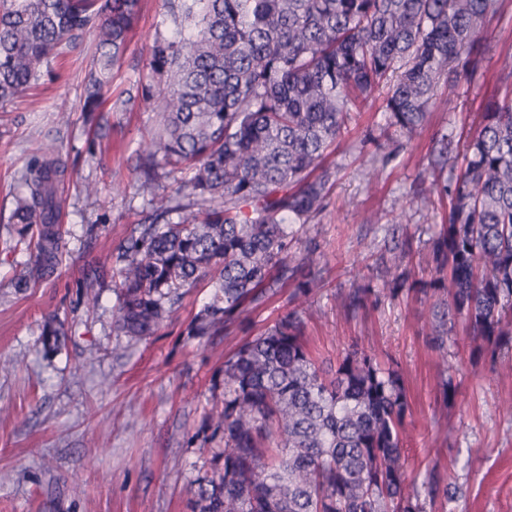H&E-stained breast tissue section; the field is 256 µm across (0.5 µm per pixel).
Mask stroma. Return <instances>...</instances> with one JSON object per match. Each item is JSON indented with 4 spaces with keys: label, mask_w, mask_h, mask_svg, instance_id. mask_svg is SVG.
<instances>
[{
    "label": "stroma",
    "mask_w": 512,
    "mask_h": 512,
    "mask_svg": "<svg viewBox=\"0 0 512 512\" xmlns=\"http://www.w3.org/2000/svg\"><path fill=\"white\" fill-rule=\"evenodd\" d=\"M159 32L174 33L166 0H141L103 90V129L81 110L96 51L92 27L62 65H51L26 93L0 105V357L15 362L13 371L0 373V405L11 409L0 418V512H192V483L210 472L212 443L200 427L219 395L213 378L224 355L294 306L289 284L232 335L189 340V320L211 297L202 284L145 340L128 341L113 326L112 269L104 260L145 217L138 153L160 117L131 98L146 79ZM481 41L479 66L437 84L436 104L415 133H387L382 100L367 103L325 159L335 172L327 205L298 225L293 253L317 247L320 281L301 316L321 358L364 349L397 361L411 407L403 438L409 474L420 481L431 467L446 470L459 491L453 512H512V386L471 360L464 333L449 337L445 355L434 353L427 345L432 312L415 297L384 296L357 316L337 301L352 288H382L380 258L397 233L413 243L405 278L433 277L434 240L448 202L429 188L462 167L481 107L505 82L500 64L512 55V0H499ZM50 142L66 162L59 185L65 247L54 273L20 296L14 281L33 254L17 244L10 216L21 175ZM443 147L447 169H431ZM88 183L96 194L86 195ZM92 268L103 281L93 308L76 293ZM51 317L66 331L55 353L42 344ZM119 345L124 354L117 358L112 350ZM441 372L456 388L446 407L437 398ZM47 459L52 468H44Z\"/></svg>",
    "instance_id": "stroma-1"
}]
</instances>
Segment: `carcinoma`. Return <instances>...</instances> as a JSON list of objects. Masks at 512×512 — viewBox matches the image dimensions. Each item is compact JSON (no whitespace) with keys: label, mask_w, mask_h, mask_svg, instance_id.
Wrapping results in <instances>:
<instances>
[{"label":"carcinoma","mask_w":512,"mask_h":512,"mask_svg":"<svg viewBox=\"0 0 512 512\" xmlns=\"http://www.w3.org/2000/svg\"><path fill=\"white\" fill-rule=\"evenodd\" d=\"M497 0H167L175 33L155 34L150 79L138 101L160 114L138 154L149 223L115 257L114 325L131 340L153 335L200 283L210 300L189 321V339L230 334L270 298L272 281H295L296 299L317 279L315 249L293 261L288 218L305 224L326 207L334 172L323 166L361 108L384 89L389 125L419 129L434 90L461 66H477L480 35ZM139 0H0V103L36 84L44 63L97 22L98 55L82 110L125 51ZM22 179L12 223L33 260L23 291L49 277L63 250L58 184L65 165L47 145ZM191 171L188 202L159 191L161 164ZM433 191L449 199L434 245L438 277L407 282L411 252L394 248L390 296L430 304V348L445 351L457 326L472 360L512 382L497 348L512 344V85L485 102L464 166ZM102 282L86 275L79 297L94 306ZM373 288L339 305L367 307ZM62 324L47 323L55 351ZM223 398L201 430L222 435L212 476L193 490L197 512H448V474L409 478L401 435L410 405L394 361L365 350L323 366L296 308L224 355L214 376Z\"/></svg>","instance_id":"1"}]
</instances>
